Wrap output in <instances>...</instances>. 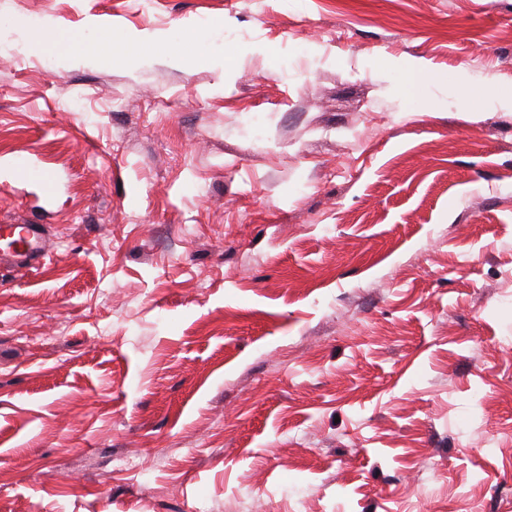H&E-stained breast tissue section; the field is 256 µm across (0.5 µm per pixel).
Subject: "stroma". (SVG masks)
Segmentation results:
<instances>
[{"label": "stroma", "mask_w": 512, "mask_h": 512, "mask_svg": "<svg viewBox=\"0 0 512 512\" xmlns=\"http://www.w3.org/2000/svg\"><path fill=\"white\" fill-rule=\"evenodd\" d=\"M511 94L512 0H0V512H512ZM13 241L17 250H12L11 265L31 269L45 257V243L42 229L37 224H1L0 240Z\"/></svg>", "instance_id": "1"}]
</instances>
